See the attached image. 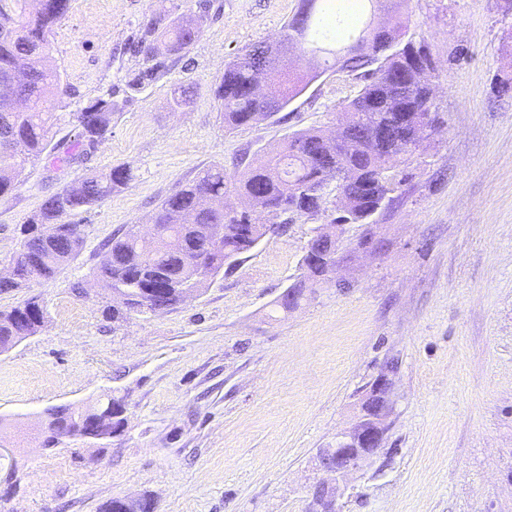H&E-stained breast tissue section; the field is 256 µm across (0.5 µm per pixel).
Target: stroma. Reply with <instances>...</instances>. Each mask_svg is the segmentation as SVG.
<instances>
[{
  "label": "stroma",
  "instance_id": "35a3bbf8",
  "mask_svg": "<svg viewBox=\"0 0 512 512\" xmlns=\"http://www.w3.org/2000/svg\"><path fill=\"white\" fill-rule=\"evenodd\" d=\"M161 0H72L48 63L71 87L70 113L106 91L124 106L107 137L69 164H26L0 197V272L19 228L63 187L117 165L128 186L73 216L84 243L55 278L0 294L46 306L43 328L0 354V512H102L147 495L156 512H306L319 448L350 423L365 386L394 360L395 413L384 451L352 473L342 512H512V76L500 45L504 0H409V33L439 65L444 119L406 169L399 200L350 225L337 283L300 307L278 297L302 275L312 221L293 219L209 288L174 309L107 319L91 278L102 245L149 230L158 204L213 163L270 154L289 134L333 131L357 91L325 72L287 108L224 131L213 89L228 59L275 37L301 0H210L190 53L139 93L128 47ZM193 105L170 107L177 86ZM381 240L380 252L362 239ZM122 398L126 425L109 441L46 448L53 406Z\"/></svg>",
  "mask_w": 512,
  "mask_h": 512
}]
</instances>
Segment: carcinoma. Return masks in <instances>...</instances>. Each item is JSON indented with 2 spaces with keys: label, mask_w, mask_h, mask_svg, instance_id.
Wrapping results in <instances>:
<instances>
[{
  "label": "carcinoma",
  "mask_w": 512,
  "mask_h": 512,
  "mask_svg": "<svg viewBox=\"0 0 512 512\" xmlns=\"http://www.w3.org/2000/svg\"><path fill=\"white\" fill-rule=\"evenodd\" d=\"M388 2L387 29L393 44L386 53H356L365 44L372 23L359 24L364 2ZM168 5L151 15L133 52L147 67L129 80L128 93H136L167 68L169 60L185 58L197 42L208 12L187 14L183 0H166ZM405 0H302L298 12L285 24L274 40L259 41L236 53L224 67L214 89L227 131L253 126L282 111L303 94L322 71L300 73L275 66L276 78L270 93L260 97L253 91L255 72L269 63L268 53L284 38L299 35V41L312 51L328 55L333 62H345V70L359 81L356 95L343 104L338 119L347 123L343 132L348 167L346 181H336V168H326L321 154L328 144L320 129L295 132L288 143L270 155L252 160L240 159L242 170L228 174L224 165L214 163L191 183L163 199L156 208L152 224L156 234L145 242L133 228L109 240L105 259L95 271L97 285L104 295V312L119 325L131 316L157 309L169 310L180 303L184 290L208 287L234 265L240 256L260 242L264 232L253 236L241 232V224H257L253 214H268L280 219L282 231L295 216L324 217L330 224H368L377 213L390 208L404 181L400 166L412 151L394 143L383 151L371 148L368 132L390 121L395 108L404 103L438 112L429 86L420 83L419 66L414 57L423 56L435 64L430 46L407 36L403 10ZM71 0H0V196L15 188V174L25 164L42 159L61 119L55 109L43 103L71 94L57 70L44 66L49 52V37L70 9ZM194 91L174 89L171 108L179 112L193 103ZM124 102L112 98V91L71 113L78 133L74 141L54 162L65 164L103 139L112 129V114ZM134 179L132 170L118 165L94 174L80 183L51 195L39 212L20 227L21 245L14 258L15 275L0 277V294L25 286L33 278L51 279L61 273L79 253L82 232L66 218L88 210L112 195V191ZM322 183L321 203H303L301 188ZM236 197L245 207L230 209L226 199ZM303 278L289 287L302 293L307 285L329 282L322 277V266L303 256ZM123 290L130 301L120 303L112 292ZM45 305L31 296L9 309H0V351L13 348L34 335L38 321L45 319ZM123 400L108 395L80 412L68 405L50 409L57 425L44 446L53 447L63 437L83 435L95 425L98 435L113 434L120 422L113 419ZM308 512H333L327 490L316 486L308 493Z\"/></svg>",
  "instance_id": "cac0c4a2"
}]
</instances>
